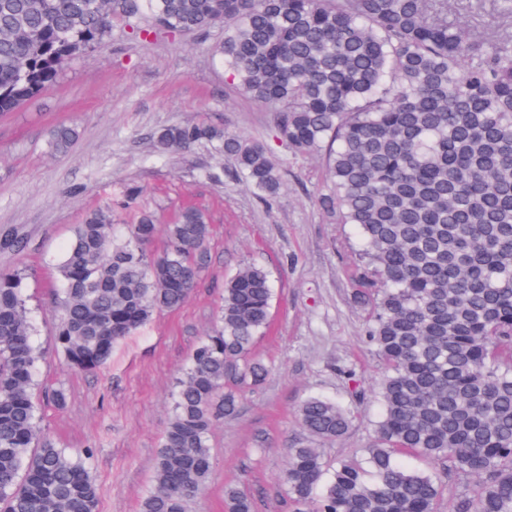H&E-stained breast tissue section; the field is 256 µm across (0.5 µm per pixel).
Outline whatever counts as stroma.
Returning a JSON list of instances; mask_svg holds the SVG:
<instances>
[{
	"mask_svg": "<svg viewBox=\"0 0 512 512\" xmlns=\"http://www.w3.org/2000/svg\"><path fill=\"white\" fill-rule=\"evenodd\" d=\"M448 20L483 38L512 31L490 0L478 10L469 0H449ZM223 38L219 25L142 40L114 23L105 44L68 65L55 87L0 114V228H15L23 239L19 251L0 250V269L25 272L41 430L56 447L92 449L99 512H139L174 387L217 321L225 280L248 264L270 273V325L253 354L273 372L246 388L236 414L215 425L211 476L191 512H227L228 485L247 494L255 512H292L282 483L287 449L320 448L332 465L362 457L375 440L381 406L374 389L384 365L365 336L368 311L354 300L359 239L320 207L328 190L322 159L275 143L274 113L231 84L213 53ZM187 122L272 143L282 172L276 197L257 198L217 145L156 154L154 133ZM58 125L79 133L65 154L49 140ZM130 185L141 190L135 209L122 204ZM188 206L212 227L209 264L189 300L115 345L104 368L71 370L56 345L54 293L55 265L74 226L99 208L111 209L117 224H133L145 208L157 218L150 246L157 252L167 225ZM311 396L348 409L350 426L340 439L322 441L301 426L298 406Z\"/></svg>",
	"mask_w": 512,
	"mask_h": 512,
	"instance_id": "obj_1",
	"label": "stroma"
}]
</instances>
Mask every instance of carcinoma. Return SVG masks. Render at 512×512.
<instances>
[{
    "mask_svg": "<svg viewBox=\"0 0 512 512\" xmlns=\"http://www.w3.org/2000/svg\"><path fill=\"white\" fill-rule=\"evenodd\" d=\"M448 0H0V113L52 88L63 67L102 46L112 22L172 36L224 25L216 52L235 88L275 112V139L323 155L332 184L321 209L361 241L356 303L387 368L376 443L328 468L320 449H288L283 475L296 512H436L435 473L421 457L480 480L456 512H512V38L473 37L448 23ZM78 136L60 125L55 152ZM217 142L265 199L280 171L271 147L203 123L166 126L154 151ZM156 233L142 209L126 235L91 210L58 265L57 340L70 366L103 367L118 340L156 312L180 308L208 264L211 226L194 208ZM24 271L0 273V512H97L92 451L41 439L37 353ZM268 272L246 265L224 283L217 324L193 350L140 512H189L212 469L216 421L261 382L252 357L267 327ZM314 437L334 440L349 417L336 401L298 407ZM228 512H254L225 490Z\"/></svg>",
    "mask_w": 512,
    "mask_h": 512,
    "instance_id": "obj_1",
    "label": "carcinoma"
}]
</instances>
